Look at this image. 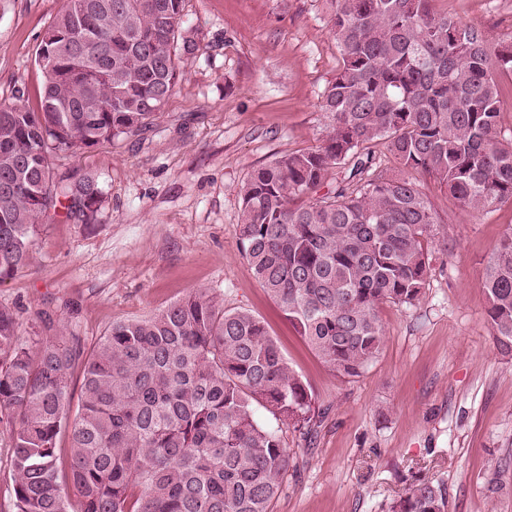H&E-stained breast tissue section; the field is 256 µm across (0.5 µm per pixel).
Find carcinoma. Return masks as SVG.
<instances>
[{
  "label": "carcinoma",
  "instance_id": "obj_1",
  "mask_svg": "<svg viewBox=\"0 0 512 512\" xmlns=\"http://www.w3.org/2000/svg\"><path fill=\"white\" fill-rule=\"evenodd\" d=\"M431 0H325L341 60L321 110L323 143L275 158L239 187L240 253L295 332L337 375L356 377L384 340L382 304L425 288L438 219L420 177L476 212L512 205V139L502 137L498 75L512 40L490 41ZM185 0H67L44 29L40 105L0 106V281L65 199L89 212L92 176L55 172L58 152L145 130L181 75ZM112 15V26L100 16ZM83 44L79 54L70 41ZM398 165L387 172L370 145ZM343 178L328 185L331 170ZM327 187L314 202L295 204ZM482 285L500 350L512 353V231ZM0 308V433L11 442L15 512H273L291 457L320 410L264 321L208 292L78 336L17 334ZM81 405L68 420L72 370ZM276 420L255 416V405ZM67 431L62 456L57 439ZM69 483L77 510L62 491ZM391 512H448L442 484L412 480Z\"/></svg>",
  "mask_w": 512,
  "mask_h": 512
}]
</instances>
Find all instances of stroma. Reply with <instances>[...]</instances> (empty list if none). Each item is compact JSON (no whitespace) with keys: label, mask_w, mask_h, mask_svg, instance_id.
<instances>
[{"label":"stroma","mask_w":512,"mask_h":512,"mask_svg":"<svg viewBox=\"0 0 512 512\" xmlns=\"http://www.w3.org/2000/svg\"><path fill=\"white\" fill-rule=\"evenodd\" d=\"M64 0H0V103L38 108L41 33ZM434 11L512 38V0H432ZM197 49L159 118L136 135L57 155L101 200L51 210L29 264L0 282L22 337L67 329L93 345L112 323L202 289L264 320L325 416L289 433L273 512H387L413 477L443 482L448 512H512V353L487 318L484 269L512 206L477 213L424 178L451 254L434 251L420 300L380 310L383 346L363 373L328 368L284 319L239 250L238 189L276 157L321 144L322 94L339 63L322 0H186Z\"/></svg>","instance_id":"obj_1"}]
</instances>
